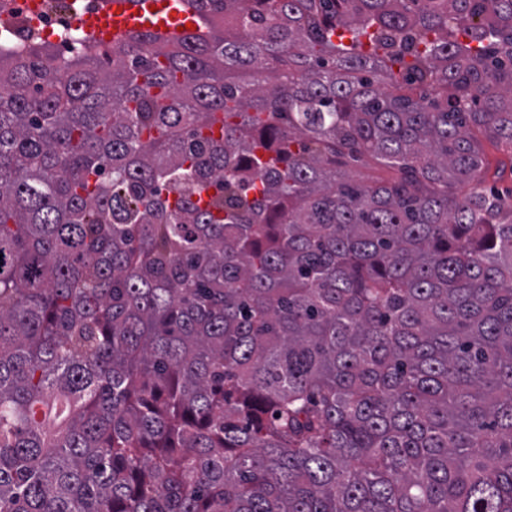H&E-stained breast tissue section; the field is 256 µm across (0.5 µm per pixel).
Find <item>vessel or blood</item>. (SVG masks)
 <instances>
[{"label":"vessel or blood","instance_id":"b4317fda","mask_svg":"<svg viewBox=\"0 0 512 512\" xmlns=\"http://www.w3.org/2000/svg\"><path fill=\"white\" fill-rule=\"evenodd\" d=\"M81 2L70 0L71 16L86 39L97 44L118 46L137 32L176 36L197 17L188 0H99L90 14Z\"/></svg>","mask_w":512,"mask_h":512}]
</instances>
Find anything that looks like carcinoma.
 Instances as JSON below:
<instances>
[{
    "mask_svg": "<svg viewBox=\"0 0 512 512\" xmlns=\"http://www.w3.org/2000/svg\"><path fill=\"white\" fill-rule=\"evenodd\" d=\"M190 2L0 58V512H512V0ZM81 2L69 1L71 16L86 39L97 44L119 46L137 32L177 36L197 26V14L188 0H100L97 11L98 0H85L86 10L95 11L91 14L84 12ZM187 24L191 28H186ZM475 137L481 142L485 157L489 163L487 185L492 191L512 203V154L503 152L483 133L474 131ZM346 170L352 179L369 186L391 182L400 176L396 167L382 164L370 157L358 161L348 159Z\"/></svg>",
    "mask_w": 512,
    "mask_h": 512,
    "instance_id": "carcinoma-1",
    "label": "carcinoma"
}]
</instances>
